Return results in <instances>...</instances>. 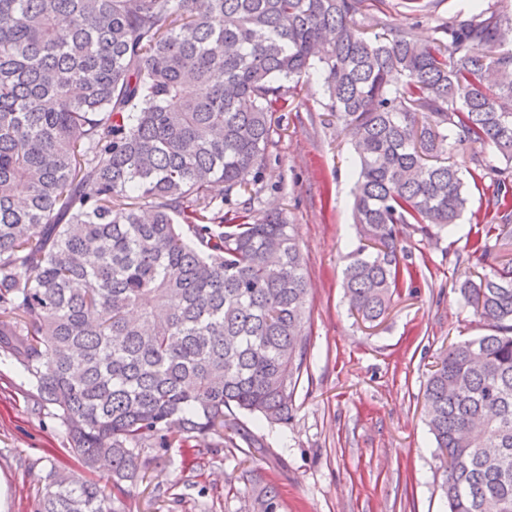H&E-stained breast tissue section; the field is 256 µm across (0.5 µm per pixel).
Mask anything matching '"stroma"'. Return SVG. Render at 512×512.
I'll use <instances>...</instances> for the list:
<instances>
[{"label":"stroma","mask_w":512,"mask_h":512,"mask_svg":"<svg viewBox=\"0 0 512 512\" xmlns=\"http://www.w3.org/2000/svg\"><path fill=\"white\" fill-rule=\"evenodd\" d=\"M487 8L512 13V0H430L422 16L401 0H364L357 19L370 34L383 27L428 40L448 18ZM324 101L311 75L280 118L263 170L261 206L293 224L311 285L307 368L291 417L272 426L245 418L233 448L210 436L193 450L145 449L148 469L122 496V512H262L268 503L273 512H448L423 387L449 343L484 333L459 284L476 268L471 243L489 192L472 191L438 238L406 232L411 278L381 319L356 320L341 288L361 245L351 218L356 164ZM54 469L83 474L58 421L0 351V512H35Z\"/></svg>","instance_id":"35a3bbf8"}]
</instances>
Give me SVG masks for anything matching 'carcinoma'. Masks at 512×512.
<instances>
[{
    "label": "carcinoma",
    "mask_w": 512,
    "mask_h": 512,
    "mask_svg": "<svg viewBox=\"0 0 512 512\" xmlns=\"http://www.w3.org/2000/svg\"><path fill=\"white\" fill-rule=\"evenodd\" d=\"M362 2L0 0V349L121 494L146 448L288 423L310 288L261 176L314 69L356 154L366 244L342 287L365 322L404 281V230L434 237L469 203L444 156L507 163L469 156L493 186L472 243L493 272L459 290L487 334L448 345L423 408L450 512H512V259L487 244L512 239V53L493 55L512 14L367 38ZM37 512L121 510L54 470ZM474 151H478L481 153L482 157L484 158L485 162L490 166H496V167H505V162L501 158V156L498 154V152L495 150V148L491 146H467L465 149L460 150L457 154L454 155L453 159L462 167L463 171V178L466 182L471 183V179L469 175L466 173L464 165H468V163H465L467 161V157Z\"/></svg>",
    "instance_id": "carcinoma-1"
}]
</instances>
